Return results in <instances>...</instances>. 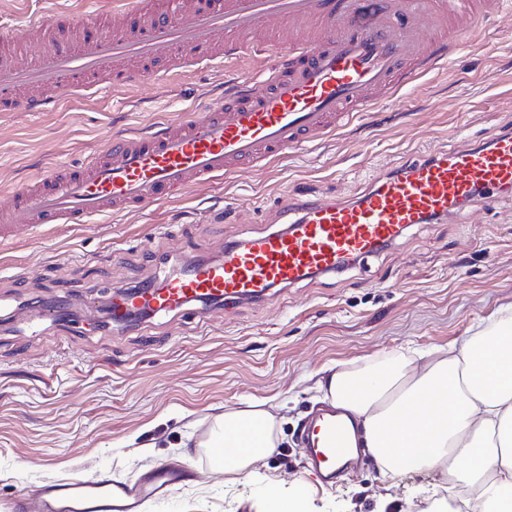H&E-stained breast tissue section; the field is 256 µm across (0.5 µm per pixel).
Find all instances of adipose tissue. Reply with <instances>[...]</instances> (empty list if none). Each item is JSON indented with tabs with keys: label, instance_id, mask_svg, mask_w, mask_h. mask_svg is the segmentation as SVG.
<instances>
[{
	"label": "adipose tissue",
	"instance_id": "obj_1",
	"mask_svg": "<svg viewBox=\"0 0 512 512\" xmlns=\"http://www.w3.org/2000/svg\"><path fill=\"white\" fill-rule=\"evenodd\" d=\"M357 378L325 368L317 388L347 410L383 474L397 478L404 456L414 454L415 466L446 472L470 491L469 512H480L485 498L512 492V443L501 438L512 423V308L461 345L391 358L380 384L354 394ZM243 421L255 423L259 436L252 448L225 457L228 475H248L276 445V419L255 402L216 418L203 447Z\"/></svg>",
	"mask_w": 512,
	"mask_h": 512
}]
</instances>
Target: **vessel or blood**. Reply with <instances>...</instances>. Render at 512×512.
Returning a JSON list of instances; mask_svg holds the SVG:
<instances>
[{
	"mask_svg": "<svg viewBox=\"0 0 512 512\" xmlns=\"http://www.w3.org/2000/svg\"><path fill=\"white\" fill-rule=\"evenodd\" d=\"M499 0H384L368 24L356 0H114L122 27L104 29L85 10L81 28L51 12L29 26L39 48L30 59L0 52V112H54L84 78L115 70L120 84L161 83L180 68L175 49L196 64L223 68L262 38L274 65L263 79L226 82L208 116L184 117L146 133L127 132L79 167L47 171L0 209V234L44 231L52 224H86L118 205L142 208L170 199L194 183L224 179L272 161L336 131L353 113L368 111L412 82L419 68H436ZM178 23H171V16ZM426 25H419V18ZM512 191V135L489 144L431 156L377 175L354 200L287 199L282 227L224 249L219 262L200 263L163 287L122 290L129 307L172 311L199 299L270 301L279 286L342 271L395 241L414 224H439L463 208ZM258 435L243 423L208 460L242 451ZM307 466L330 483L350 444L346 424L316 412L303 431ZM163 466L145 483L117 481L108 489L74 480L41 491L42 512L57 502L71 512H136L145 497L175 485Z\"/></svg>",
	"mask_w": 512,
	"mask_h": 512,
	"instance_id": "1",
	"label": "vessel or blood"
}]
</instances>
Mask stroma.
I'll return each instance as SVG.
<instances>
[{
	"label": "stroma",
	"instance_id": "35a3bbf8",
	"mask_svg": "<svg viewBox=\"0 0 512 512\" xmlns=\"http://www.w3.org/2000/svg\"><path fill=\"white\" fill-rule=\"evenodd\" d=\"M46 8L84 13L82 0H0V35L22 37L23 21ZM271 65L250 51L220 71L70 95L55 112H0V206L55 164L85 162L113 134L205 113L222 82ZM511 120L512 0H504L446 63L321 141L138 210L47 235L17 232L0 248V512H32L49 483L132 480L163 465L181 468L184 480L140 512H267L279 499L299 500L304 512H420L447 489V473L409 470L393 481L366 453L327 489L306 468L300 434L321 404L316 373L462 344L512 306V193L445 224L413 225L389 248L270 303L195 302L117 326L102 322L99 302L104 290L184 262L222 260L226 244L272 231L284 199L357 198L380 172L436 148L482 144ZM43 299L69 302L77 322H18V307ZM250 401L278 420V445L251 476L232 479L198 443L214 416Z\"/></svg>",
	"mask_w": 512,
	"mask_h": 512
}]
</instances>
